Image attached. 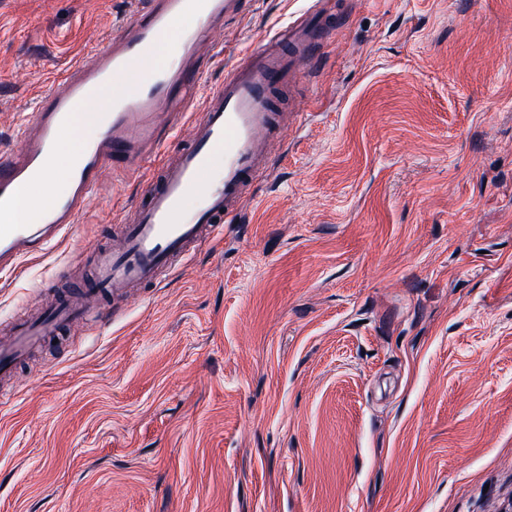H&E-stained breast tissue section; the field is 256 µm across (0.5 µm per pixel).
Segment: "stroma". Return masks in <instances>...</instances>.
I'll return each mask as SVG.
<instances>
[{
  "label": "stroma",
  "instance_id": "obj_1",
  "mask_svg": "<svg viewBox=\"0 0 512 512\" xmlns=\"http://www.w3.org/2000/svg\"><path fill=\"white\" fill-rule=\"evenodd\" d=\"M246 215L0 397V512H512V0H329ZM308 0H247L190 95ZM131 0H0V152ZM0 274V335L111 242Z\"/></svg>",
  "mask_w": 512,
  "mask_h": 512
}]
</instances>
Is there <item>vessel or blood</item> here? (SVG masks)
Returning a JSON list of instances; mask_svg holds the SVG:
<instances>
[{"mask_svg": "<svg viewBox=\"0 0 512 512\" xmlns=\"http://www.w3.org/2000/svg\"><path fill=\"white\" fill-rule=\"evenodd\" d=\"M245 0H134L129 18L107 45L73 60L56 78L64 90L40 96L19 129L24 149L0 154V214L13 212L23 194L44 182L71 115L113 86L103 110V130L72 168L64 192L47 207L32 208L25 223L0 224V269L53 248L78 223L105 169L151 175L143 199L130 206L118 240L100 251L77 293L61 297L36 317H17L0 341V377L12 376L33 349L64 329L83 325L93 298L128 293L156 283L179 260L214 239L228 219L241 215L253 184L271 163L269 145L283 130L274 93L298 77L301 57L321 42L323 14L312 0L296 20L279 27L239 58L224 83L205 99L199 117L174 113L157 119L200 76L201 31L243 10ZM174 50L147 68L159 40ZM188 129V147L172 149L165 133ZM197 197L194 212L185 201Z\"/></svg>", "mask_w": 512, "mask_h": 512, "instance_id": "b4317fda", "label": "vessel or blood"}]
</instances>
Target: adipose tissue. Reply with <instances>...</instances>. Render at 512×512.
Here are the masks:
<instances>
[{
    "mask_svg": "<svg viewBox=\"0 0 512 512\" xmlns=\"http://www.w3.org/2000/svg\"><path fill=\"white\" fill-rule=\"evenodd\" d=\"M98 130V114L79 112L72 117L67 136L55 150L52 170L38 198L39 204L49 205L55 194L63 188L67 173L76 163L83 146Z\"/></svg>",
    "mask_w": 512,
    "mask_h": 512,
    "instance_id": "ef3b65f1",
    "label": "adipose tissue"
}]
</instances>
